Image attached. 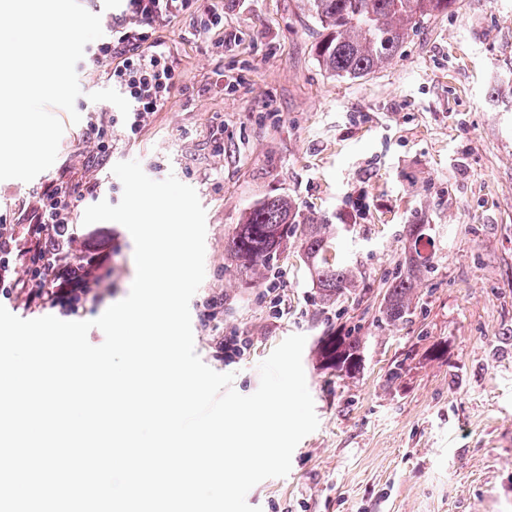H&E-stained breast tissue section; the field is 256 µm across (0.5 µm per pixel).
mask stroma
I'll return each mask as SVG.
<instances>
[{
    "label": "stroma",
    "instance_id": "1",
    "mask_svg": "<svg viewBox=\"0 0 512 512\" xmlns=\"http://www.w3.org/2000/svg\"><path fill=\"white\" fill-rule=\"evenodd\" d=\"M179 84L142 132L91 162L92 113L125 101L103 67L76 66L81 116L65 123L54 166L30 182L0 181V216L17 221L66 167L96 184L89 204H118L115 163L139 161L153 180L175 176L206 211L205 278L190 301L195 351L234 389L254 393L259 364L284 339L306 337L302 365L319 426L289 474L247 494L262 512H512V0H458L409 29L397 55L361 78L331 76L314 45L321 29L304 0H207L160 28ZM293 197L302 216L332 224V254L361 298L320 302L298 245L266 282L225 253L251 206ZM432 228L431 268L410 321L379 319L405 260L408 224ZM86 257L117 252L110 301L124 299L134 244L116 222L78 225ZM222 298L204 320L206 297ZM359 324L364 369H322L320 337ZM244 336L232 361L218 339ZM403 373L387 383L390 364Z\"/></svg>",
    "mask_w": 512,
    "mask_h": 512
}]
</instances>
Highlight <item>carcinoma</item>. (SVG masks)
<instances>
[{
    "label": "carcinoma",
    "instance_id": "carcinoma-1",
    "mask_svg": "<svg viewBox=\"0 0 512 512\" xmlns=\"http://www.w3.org/2000/svg\"><path fill=\"white\" fill-rule=\"evenodd\" d=\"M457 0H305L323 36L315 53L323 67L338 77L358 78L389 63L402 46L408 28L452 8ZM427 224L406 228L408 258L387 288L381 319L395 326L409 321L420 269L431 266L432 241ZM296 241L322 300L337 304L361 295L352 270L330 262L329 225L300 217L296 203L278 195L248 209L226 245L237 265L259 281L274 261ZM363 337L356 325H341L316 344L319 364L346 377L360 372Z\"/></svg>",
    "mask_w": 512,
    "mask_h": 512
}]
</instances>
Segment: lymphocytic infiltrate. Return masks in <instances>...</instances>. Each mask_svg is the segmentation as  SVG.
I'll return each instance as SVG.
<instances>
[{
	"label": "lymphocytic infiltrate",
	"mask_w": 512,
	"mask_h": 512,
	"mask_svg": "<svg viewBox=\"0 0 512 512\" xmlns=\"http://www.w3.org/2000/svg\"><path fill=\"white\" fill-rule=\"evenodd\" d=\"M125 2L121 17L108 24L106 37L94 52L95 62L106 68L127 103L121 115H97L88 125L100 161L112 151L114 129L137 135L179 82L156 32L193 4V0ZM95 191L94 185L64 168L35 193L21 223L0 218V296L27 311L57 307L67 313L78 311L83 302L97 303L105 297L111 254L90 262L72 246L75 212Z\"/></svg>",
	"instance_id": "1"
}]
</instances>
